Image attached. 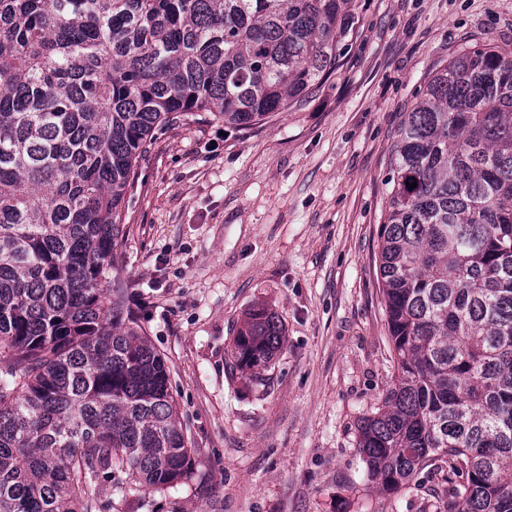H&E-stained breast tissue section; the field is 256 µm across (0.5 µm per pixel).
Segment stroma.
I'll return each mask as SVG.
<instances>
[{
  "label": "stroma",
  "mask_w": 512,
  "mask_h": 512,
  "mask_svg": "<svg viewBox=\"0 0 512 512\" xmlns=\"http://www.w3.org/2000/svg\"><path fill=\"white\" fill-rule=\"evenodd\" d=\"M343 67L249 132L175 114L138 162L118 248L126 305L171 370L206 490L119 491L95 512H446L459 479L426 468L377 492L359 426L394 376L377 279L391 146L432 74L512 49V0H357ZM274 312L263 382L226 366L237 322Z\"/></svg>",
  "instance_id": "obj_1"
}]
</instances>
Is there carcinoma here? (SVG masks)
Returning a JSON list of instances; mask_svg holds the SVG:
<instances>
[{"label":"carcinoma","instance_id":"cac0c4a2","mask_svg":"<svg viewBox=\"0 0 512 512\" xmlns=\"http://www.w3.org/2000/svg\"><path fill=\"white\" fill-rule=\"evenodd\" d=\"M356 2L0 0V512H91L114 475L207 483L120 285L137 162L174 112L247 131L301 105L342 67ZM391 158L395 375L362 461L390 493L446 457L456 512H512V52L436 71ZM285 343L255 305L226 359L260 380Z\"/></svg>","mask_w":512,"mask_h":512}]
</instances>
